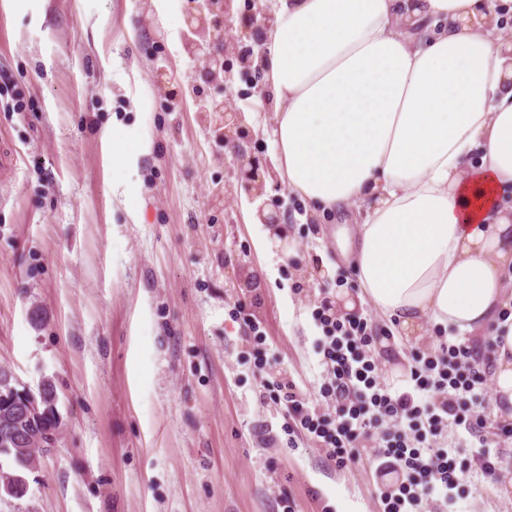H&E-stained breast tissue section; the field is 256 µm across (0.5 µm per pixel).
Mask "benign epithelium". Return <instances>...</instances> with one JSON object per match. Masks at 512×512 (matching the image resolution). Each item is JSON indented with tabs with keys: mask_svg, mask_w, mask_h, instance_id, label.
I'll use <instances>...</instances> for the list:
<instances>
[{
	"mask_svg": "<svg viewBox=\"0 0 512 512\" xmlns=\"http://www.w3.org/2000/svg\"><path fill=\"white\" fill-rule=\"evenodd\" d=\"M190 2L194 3V11L189 13V24L197 25L209 35V39L196 44V51L205 57L210 77L215 79L222 74L224 81L228 82L238 74L252 82L258 81L264 67L265 51L256 52L253 47L238 43L230 25L231 0ZM271 20L272 16L265 12L259 17L247 15L240 20L241 33L256 29L257 42L260 43ZM210 111L220 113L218 136L224 140V146L232 149L233 166L245 188L260 196L270 181L274 190H281L269 161L246 149L254 133L244 123L241 113L217 101L211 103ZM258 217L272 235L284 243L288 242V219L285 215L260 209ZM12 378L8 369L0 367V405L3 406L0 410V447L9 453L14 449L23 451L35 444L41 449V454H48L56 447L59 435L37 430V423L47 414L43 408L45 397L30 390H16Z\"/></svg>",
	"mask_w": 512,
	"mask_h": 512,
	"instance_id": "benign-epithelium-1",
	"label": "benign epithelium"
}]
</instances>
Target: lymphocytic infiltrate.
I'll return each instance as SVG.
<instances>
[{"instance_id": "f902f5d3", "label": "lymphocytic infiltrate", "mask_w": 512, "mask_h": 512, "mask_svg": "<svg viewBox=\"0 0 512 512\" xmlns=\"http://www.w3.org/2000/svg\"><path fill=\"white\" fill-rule=\"evenodd\" d=\"M314 317L325 333L320 352L327 377L320 393L335 399L334 415L312 412L295 384L278 373L263 380L260 395L285 402L295 425L337 466H347L360 456L363 442L374 441L382 469L397 468L403 475L397 487L381 492L383 512H423L425 498L459 486L463 477L456 460L438 442L450 425L471 437L476 472L495 477L498 456L492 445L512 441V423L502 425L492 440L479 433L487 377L475 345L439 341L434 353L416 354L405 385L393 389L378 380L367 319L338 314L327 296ZM385 422L390 430H382Z\"/></svg>"}]
</instances>
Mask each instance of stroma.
<instances>
[{"label": "stroma", "instance_id": "obj_1", "mask_svg": "<svg viewBox=\"0 0 512 512\" xmlns=\"http://www.w3.org/2000/svg\"><path fill=\"white\" fill-rule=\"evenodd\" d=\"M189 8L0 0V140L15 151L0 180V367L21 390L52 382L62 420L26 494L0 489V512H382L398 474L366 452L337 467L302 430L286 434L232 311L246 304L274 370L322 413L334 409L319 394L323 293L354 300L386 385H404L439 329L405 341L360 299L336 239L355 212L315 218L281 191L293 251L258 250L272 196L240 186L203 107L239 109L251 150L272 160L273 101L209 78L189 50ZM116 130L150 153L114 162ZM499 456L496 479L433 497L428 512H512V444Z\"/></svg>", "mask_w": 512, "mask_h": 512}]
</instances>
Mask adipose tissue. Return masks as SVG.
Segmentation results:
<instances>
[{
    "mask_svg": "<svg viewBox=\"0 0 512 512\" xmlns=\"http://www.w3.org/2000/svg\"><path fill=\"white\" fill-rule=\"evenodd\" d=\"M266 85L276 174L339 229L399 333L491 330L512 418V43L496 0H277Z\"/></svg>",
    "mask_w": 512,
    "mask_h": 512,
    "instance_id": "ef3b65f1",
    "label": "adipose tissue"
}]
</instances>
